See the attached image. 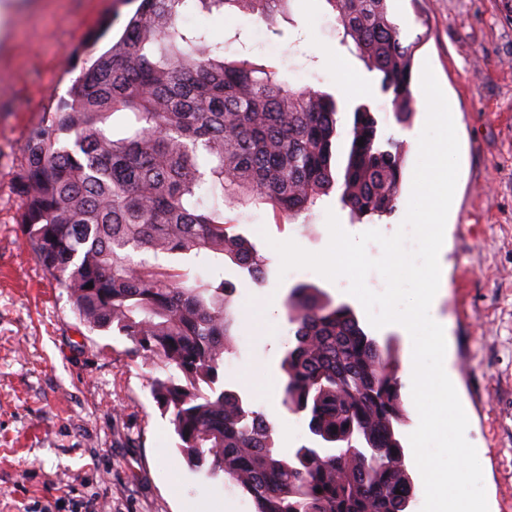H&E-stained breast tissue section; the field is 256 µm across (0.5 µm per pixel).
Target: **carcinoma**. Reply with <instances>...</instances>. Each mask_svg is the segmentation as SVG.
I'll return each instance as SVG.
<instances>
[{"label":"carcinoma","instance_id":"carcinoma-1","mask_svg":"<svg viewBox=\"0 0 512 512\" xmlns=\"http://www.w3.org/2000/svg\"><path fill=\"white\" fill-rule=\"evenodd\" d=\"M288 2L141 0L119 40L29 132L21 223L87 327L110 329L172 369L154 379L152 394L188 463L224 473L254 512H410L415 486L403 468L406 411L390 345L369 335L351 306L292 287L281 404L305 418L310 444L283 456L264 412L221 382L238 322L235 285L171 264L225 256L264 279V260L234 220L205 206V187L233 209L264 203L289 221L334 186L358 219L397 209L404 146L381 137L369 105L353 109L349 149L336 165V99L246 54L230 60L184 24L196 11L243 7L270 25ZM327 3L341 43L380 74L396 122L406 124L416 113L417 43L402 38L390 0Z\"/></svg>","mask_w":512,"mask_h":512}]
</instances>
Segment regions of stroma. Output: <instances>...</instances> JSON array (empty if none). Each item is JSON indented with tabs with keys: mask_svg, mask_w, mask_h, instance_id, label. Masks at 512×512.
Wrapping results in <instances>:
<instances>
[{
	"mask_svg": "<svg viewBox=\"0 0 512 512\" xmlns=\"http://www.w3.org/2000/svg\"><path fill=\"white\" fill-rule=\"evenodd\" d=\"M139 3L34 0L15 32L0 38V512H215L220 500L229 512L254 509L224 474L179 460L169 417L151 393L165 367L132 354L125 337L88 329L21 231L18 172L28 129L55 110L85 61L111 46ZM391 10L404 39L419 41L414 69L431 66L460 140L451 243L433 313L448 325V376L469 419L466 438L478 453L489 512H512V7L506 0H391ZM290 11L273 29L240 11L187 24L209 29L227 55L247 47L290 83L332 93L341 131H349L354 107L368 104L381 136L402 141L406 154L390 217L352 223L334 191L293 222L266 204L233 212L236 233L264 257L267 276L257 283L224 264L235 308L251 311L224 357V384L262 409L286 454L308 443L309 433L281 405L279 362L290 339L282 300L307 283L322 298L354 306L359 320L367 315L347 278L331 282L309 269L280 275L271 243L325 249L330 211L354 235L397 231L427 117L416 80L418 110L409 124H397L379 74L341 45L326 0H291ZM343 69L363 75L367 92L343 84Z\"/></svg>",
	"mask_w": 512,
	"mask_h": 512,
	"instance_id": "obj_1",
	"label": "stroma"
}]
</instances>
